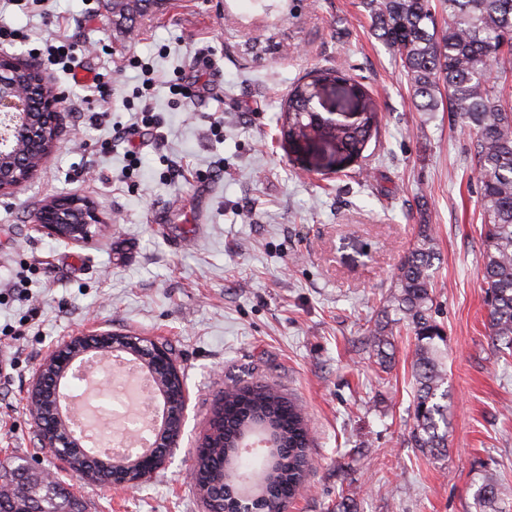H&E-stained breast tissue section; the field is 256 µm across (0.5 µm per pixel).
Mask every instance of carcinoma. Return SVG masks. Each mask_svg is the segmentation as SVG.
<instances>
[{
  "label": "carcinoma",
  "mask_w": 512,
  "mask_h": 512,
  "mask_svg": "<svg viewBox=\"0 0 512 512\" xmlns=\"http://www.w3.org/2000/svg\"><path fill=\"white\" fill-rule=\"evenodd\" d=\"M155 0H112V16L126 21L153 7ZM373 34L399 58L416 107L436 112L445 106L476 131L472 161L479 174L484 241L479 267L486 286L491 336L512 349V88L488 77L490 66L512 72V0H443L447 19L438 24L432 0H360ZM344 81V94L356 102L351 123L336 122L321 132L322 142L354 159L377 133L378 112L365 86L338 68L316 69L297 82L277 118L281 131L301 137L313 124L311 110L319 88ZM437 252L425 224L395 273L394 290L366 345L381 367L390 364V336L398 327L415 336L413 447L432 456L448 448L447 338L435 320L433 287ZM135 360L152 366L172 397L182 386L169 380V367L149 350L125 342ZM310 430L303 409L276 388L260 382L224 390L213 408L209 432L197 458L196 487L204 501L224 494V508L241 497L242 481L260 486L254 512H287L309 466ZM69 467L106 482L112 458L84 447L66 449ZM25 461L0 462V480L14 486L0 496V512H85L83 502L63 483L38 487ZM475 493L478 512H502L496 474L486 471Z\"/></svg>",
  "instance_id": "carcinoma-1"
}]
</instances>
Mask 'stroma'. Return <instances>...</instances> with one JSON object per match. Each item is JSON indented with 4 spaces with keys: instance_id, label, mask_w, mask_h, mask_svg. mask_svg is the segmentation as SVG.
<instances>
[{
    "instance_id": "35a3bbf8",
    "label": "stroma",
    "mask_w": 512,
    "mask_h": 512,
    "mask_svg": "<svg viewBox=\"0 0 512 512\" xmlns=\"http://www.w3.org/2000/svg\"><path fill=\"white\" fill-rule=\"evenodd\" d=\"M0 54L39 64L51 40L75 69L59 146L0 194V459L51 472L85 512H206L190 458L227 383L266 382L306 410L310 466L288 512H476L495 472L512 512V354L494 342L478 268L475 134L421 112L358 0H158L116 25L112 0H0ZM315 67L363 83L380 113L361 158L284 148L276 115ZM192 99H184V92ZM149 96L161 124L138 127ZM75 194L105 224L82 243L37 230L36 210ZM430 225L436 320L448 336V456L410 443L414 338L380 369L363 344L392 276ZM93 331L168 344L186 389L179 443L156 476L117 490L78 479L43 448L26 400L59 345Z\"/></svg>"
}]
</instances>
